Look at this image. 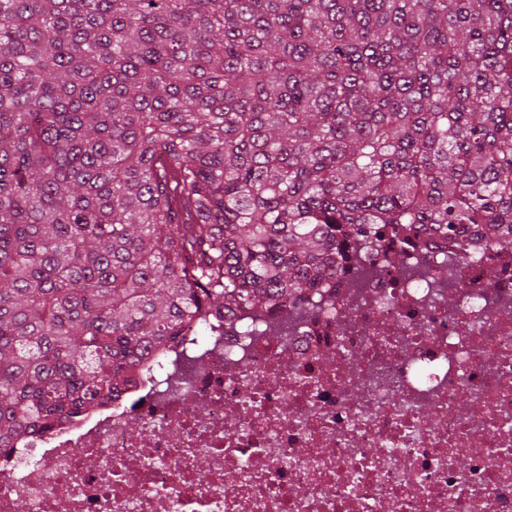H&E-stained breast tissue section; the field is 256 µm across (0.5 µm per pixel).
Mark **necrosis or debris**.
Listing matches in <instances>:
<instances>
[{"label": "necrosis or debris", "mask_w": 512, "mask_h": 512, "mask_svg": "<svg viewBox=\"0 0 512 512\" xmlns=\"http://www.w3.org/2000/svg\"><path fill=\"white\" fill-rule=\"evenodd\" d=\"M133 378L0 450V512H512V247L361 256Z\"/></svg>", "instance_id": "1"}]
</instances>
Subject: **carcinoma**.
Listing matches in <instances>:
<instances>
[{
	"label": "carcinoma",
	"instance_id": "cac0c4a2",
	"mask_svg": "<svg viewBox=\"0 0 512 512\" xmlns=\"http://www.w3.org/2000/svg\"><path fill=\"white\" fill-rule=\"evenodd\" d=\"M400 229L512 246V0H0V448Z\"/></svg>",
	"mask_w": 512,
	"mask_h": 512
}]
</instances>
